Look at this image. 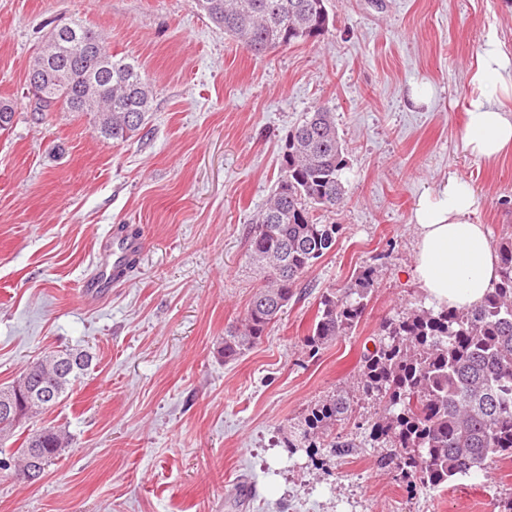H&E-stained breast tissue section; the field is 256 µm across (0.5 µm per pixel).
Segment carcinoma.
<instances>
[{
    "mask_svg": "<svg viewBox=\"0 0 512 512\" xmlns=\"http://www.w3.org/2000/svg\"><path fill=\"white\" fill-rule=\"evenodd\" d=\"M200 10L252 55L307 42L328 32L325 0H195ZM41 80L39 109L92 112L101 133L124 140L140 130L153 91L145 74L112 55L106 38L80 22L56 27L28 67L27 83ZM345 148L333 113H306L288 135L280 177L248 232L249 258L264 285L253 295L241 325L225 331L224 361L238 360L257 344L279 312L301 298L305 272L336 245L340 226L321 213L340 207ZM499 279L468 310L415 308L384 320L373 349L359 360L361 393L385 401L387 413L368 427L370 445L390 444L387 463L425 487H445L459 477L485 473L512 457V235L493 242ZM374 288L373 270L321 295L305 345L316 352L358 326ZM91 362L83 352H51L26 369L31 381L52 393L24 405L34 419L62 397ZM349 399L332 396L304 417L299 443L313 447L348 413ZM68 445L54 426L26 436L14 454L25 475L32 456L50 466Z\"/></svg>",
    "mask_w": 512,
    "mask_h": 512,
    "instance_id": "carcinoma-1",
    "label": "carcinoma"
}]
</instances>
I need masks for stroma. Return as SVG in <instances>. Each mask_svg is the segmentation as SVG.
Here are the masks:
<instances>
[{
  "mask_svg": "<svg viewBox=\"0 0 512 512\" xmlns=\"http://www.w3.org/2000/svg\"><path fill=\"white\" fill-rule=\"evenodd\" d=\"M317 41L253 56L194 0H0V387L50 351L91 363L16 439L52 424L70 444L34 481L0 475V512H494L512 458L443 488L409 489L385 448H291L311 407L348 396L347 440L381 413L358 361L383 319L426 302L412 277L420 194L471 182L475 223L512 233V152L464 147L470 76L489 37L512 53V0H328ZM100 30L139 64L153 106L138 135H101L90 112H40L27 71L51 25ZM433 89L425 102L413 85ZM334 112L346 148L333 251L304 275L261 341L221 348L262 278L248 229L277 182L289 130ZM143 239L136 270L88 297L99 243ZM374 290L355 331L310 352L321 295L359 270Z\"/></svg>",
  "mask_w": 512,
  "mask_h": 512,
  "instance_id": "35a3bbf8",
  "label": "stroma"
}]
</instances>
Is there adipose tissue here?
<instances>
[{"label":"adipose tissue","instance_id":"adipose-tissue-1","mask_svg":"<svg viewBox=\"0 0 512 512\" xmlns=\"http://www.w3.org/2000/svg\"><path fill=\"white\" fill-rule=\"evenodd\" d=\"M470 83L463 142L473 156L495 162L512 149V55L488 39ZM476 194L451 177L420 197L413 212L416 256L412 276L434 308H469L498 279V258L484 225L472 215Z\"/></svg>","mask_w":512,"mask_h":512}]
</instances>
